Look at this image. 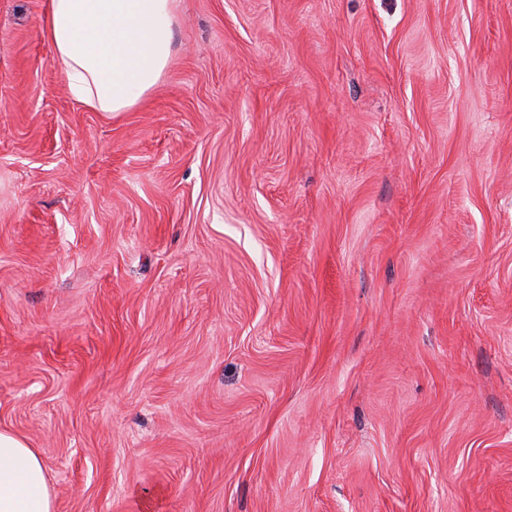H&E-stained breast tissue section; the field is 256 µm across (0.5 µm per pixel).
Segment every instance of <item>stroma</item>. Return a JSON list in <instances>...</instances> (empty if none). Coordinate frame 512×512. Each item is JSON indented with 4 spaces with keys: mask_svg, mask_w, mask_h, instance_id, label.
Segmentation results:
<instances>
[{
    "mask_svg": "<svg viewBox=\"0 0 512 512\" xmlns=\"http://www.w3.org/2000/svg\"><path fill=\"white\" fill-rule=\"evenodd\" d=\"M0 0V431L56 512H512V0H179L125 112Z\"/></svg>",
    "mask_w": 512,
    "mask_h": 512,
    "instance_id": "1",
    "label": "stroma"
}]
</instances>
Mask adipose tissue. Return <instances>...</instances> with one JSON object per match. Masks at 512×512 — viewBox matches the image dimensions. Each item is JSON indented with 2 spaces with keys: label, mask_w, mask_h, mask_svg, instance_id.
Returning a JSON list of instances; mask_svg holds the SVG:
<instances>
[{
  "label": "adipose tissue",
  "mask_w": 512,
  "mask_h": 512,
  "mask_svg": "<svg viewBox=\"0 0 512 512\" xmlns=\"http://www.w3.org/2000/svg\"><path fill=\"white\" fill-rule=\"evenodd\" d=\"M177 0H50L42 34L70 93L100 112H124L165 71ZM0 512H55L41 456L0 431Z\"/></svg>",
  "instance_id": "ef3b65f1"
}]
</instances>
